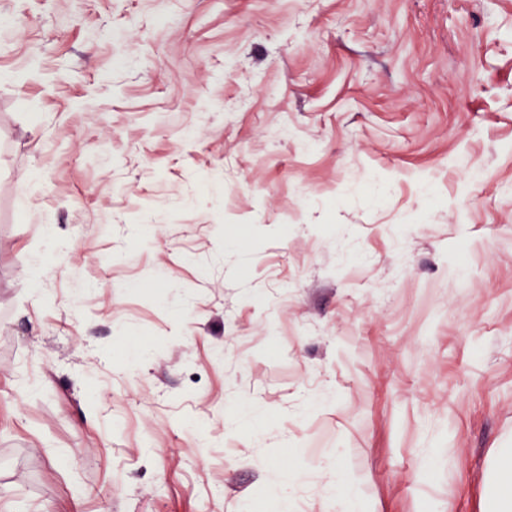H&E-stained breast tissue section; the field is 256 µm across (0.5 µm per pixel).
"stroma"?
Returning <instances> with one entry per match:
<instances>
[{
	"label": "stroma",
	"mask_w": 512,
	"mask_h": 512,
	"mask_svg": "<svg viewBox=\"0 0 512 512\" xmlns=\"http://www.w3.org/2000/svg\"><path fill=\"white\" fill-rule=\"evenodd\" d=\"M508 453L512 0H0V512H489Z\"/></svg>",
	"instance_id": "obj_1"
}]
</instances>
